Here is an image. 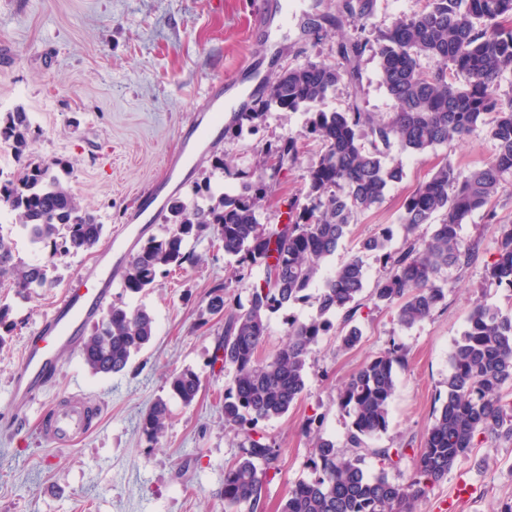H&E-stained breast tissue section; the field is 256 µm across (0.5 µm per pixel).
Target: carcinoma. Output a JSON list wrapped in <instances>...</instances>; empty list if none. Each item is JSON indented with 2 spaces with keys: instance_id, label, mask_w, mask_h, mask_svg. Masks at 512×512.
<instances>
[{
  "instance_id": "obj_1",
  "label": "carcinoma",
  "mask_w": 512,
  "mask_h": 512,
  "mask_svg": "<svg viewBox=\"0 0 512 512\" xmlns=\"http://www.w3.org/2000/svg\"><path fill=\"white\" fill-rule=\"evenodd\" d=\"M375 2L340 0L336 14L322 16L336 28L355 23L356 35L337 43L340 65L307 63L284 69L268 82L267 94L256 100L252 111L239 113L224 129L240 137L257 131L273 109L304 112L301 131L268 145L260 167L278 174L296 164L301 143L320 142V159L306 174L308 203L291 201L285 224L261 223L267 185L251 180L247 172L224 169L217 157L213 168L242 179V191L217 193L207 180L195 185L190 199L170 198L163 233L144 239L122 274L123 292H145L159 274L190 260L191 240L210 226L217 228L224 255L236 264L235 273L260 272L245 306L228 302L224 282L214 284L209 293L210 312L224 314L216 353L222 365L234 368L224 392V424L240 448L224 468V512H264L263 487L269 472L278 469L280 450L260 424L286 415L300 398L312 347L331 332L344 350L360 343L362 331L354 320L366 269L356 254L333 270H326V264L354 215L383 202L389 189L402 182L404 165L389 156L391 148L426 153L462 141L479 127L495 144L493 155L471 169L443 158L431 177L406 196L404 242L398 250H388L390 229L361 243L360 250L384 258L370 297L391 309L403 327L431 317L443 304L441 271L468 266L479 249V241L461 235L463 225L476 213L494 220L492 201L512 176V98L499 93L503 75L512 69V27L506 25L512 0H424L421 10L396 18L380 31L373 45L362 33ZM372 46L381 85L396 111L386 116L367 112L354 96L340 110L324 109L338 84L359 83V60ZM423 56L436 59V68L422 69ZM35 139L26 113L0 114V144L13 152L18 166L12 178L0 181V202L14 212L29 243L49 250L50 257L92 250L104 225L32 154ZM438 215L440 222L429 238L414 237ZM53 270L49 262L16 259L13 243L0 236V285L9 280L17 296L56 287ZM487 275L512 289V224L498 227ZM311 299L316 314L289 319L287 343L260 357L270 316ZM154 324L141 304H111L85 337L81 361L95 375L123 372L151 343ZM405 359V347L393 342L366 359L339 390L336 405L350 420L343 446L326 435L324 416L307 418L304 433L312 446V476L288 490L280 512H414L426 482L446 477L477 436L512 442V311L476 301L450 354L447 394L433 412L423 446L416 449L418 478L409 484L390 481L386 468L398 466L408 446L371 448L369 440L389 426L397 369ZM168 384L171 396L189 406L202 381L186 369L172 373ZM169 416V403L162 398L147 409L140 420L147 441L158 443ZM368 454L382 465L376 474L364 466Z\"/></svg>"
}]
</instances>
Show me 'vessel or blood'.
<instances>
[{"label": "vessel or blood", "instance_id": "obj_1", "mask_svg": "<svg viewBox=\"0 0 512 512\" xmlns=\"http://www.w3.org/2000/svg\"><path fill=\"white\" fill-rule=\"evenodd\" d=\"M222 119L215 111L199 117L181 133L186 156L197 154L200 144ZM137 242L133 225H125L113 238L96 266L86 270L76 285L66 289L51 314L42 322L36 336L24 348L22 361L14 373L9 393L24 406L39 398L50 374L56 373L60 352L78 353L83 330L112 299V286L124 259L132 254ZM91 415L81 397L72 396L59 407L46 412L40 432L51 444L67 448L89 429Z\"/></svg>", "mask_w": 512, "mask_h": 512}]
</instances>
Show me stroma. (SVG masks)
<instances>
[{"instance_id":"stroma-1","label":"stroma","mask_w":512,"mask_h":512,"mask_svg":"<svg viewBox=\"0 0 512 512\" xmlns=\"http://www.w3.org/2000/svg\"><path fill=\"white\" fill-rule=\"evenodd\" d=\"M271 5L283 10L286 21L256 32L260 9ZM335 10L336 0H0V113L24 109L39 132L34 155L68 167L65 181L73 195L105 226L94 249L58 260L56 287L26 299L0 288V304L10 306L15 323L9 344L0 349V512H224V466L239 454L223 410L234 371L212 361L224 319L210 313L209 292L225 281L230 296L244 302L253 280L234 278L216 229L193 243V259L183 270L158 276L142 297L155 319V335L124 372L95 375L80 358L62 354L58 371L27 409L10 399L8 385L30 336L65 289L131 223L139 196L166 179L167 160L180 151L179 135L196 121L210 86L232 77L245 89L257 73L273 76L310 62L338 64L336 44L353 35L352 24L325 32L313 24ZM361 72L359 90L339 84L326 109L343 108L354 92L367 111H394L373 53L362 57ZM303 122L302 113L275 109L256 134L207 139L180 178L191 186L223 181L224 173L211 166L213 155H221L231 170L265 180L261 221L282 223L283 200L304 198V176L318 162L320 146L305 145L297 165L275 176L259 162L270 143L297 133ZM494 151L493 141L478 129L427 153L402 154L403 181L382 203L355 215L330 267L358 254L362 239L387 227L395 230L392 248H399L402 203L442 156L470 168ZM495 210V221L478 214L464 225L463 236L480 240V249L468 267L443 271L446 305L432 317L406 328L365 296L356 314L363 332L356 348L339 350L332 335L314 346L301 399L288 415L263 426L281 450L279 469L265 486V512H278L289 488L312 475L310 441L302 431L307 417L325 415L326 433L344 440L349 420L336 408L339 388L394 341L406 347L407 361L398 372L389 427L370 445L420 447L438 398L446 393L448 358L469 307L480 300L512 308V291L486 275L498 227L512 223V186L499 194ZM187 368L203 380L188 406L171 398L168 387L170 374ZM74 392L96 402L100 415L73 446L52 447L37 434V421ZM160 397L169 400L172 416L154 445L139 423ZM461 480L469 486L462 494L456 490ZM510 504L512 443L479 437L445 478L428 484L416 510L503 512Z\"/></svg>"}]
</instances>
